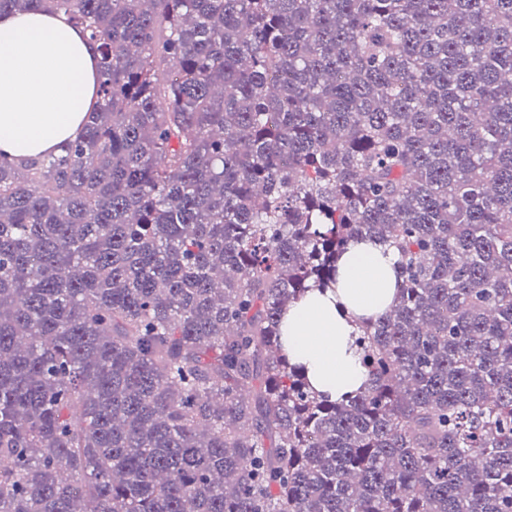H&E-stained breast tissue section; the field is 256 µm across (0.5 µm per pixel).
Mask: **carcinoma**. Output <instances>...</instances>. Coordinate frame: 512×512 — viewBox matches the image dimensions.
<instances>
[{"label":"carcinoma","mask_w":512,"mask_h":512,"mask_svg":"<svg viewBox=\"0 0 512 512\" xmlns=\"http://www.w3.org/2000/svg\"><path fill=\"white\" fill-rule=\"evenodd\" d=\"M96 47L0 162V512H512V0H0ZM397 256L332 401L282 350Z\"/></svg>","instance_id":"1"}]
</instances>
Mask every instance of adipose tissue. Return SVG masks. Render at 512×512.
<instances>
[{
    "mask_svg": "<svg viewBox=\"0 0 512 512\" xmlns=\"http://www.w3.org/2000/svg\"><path fill=\"white\" fill-rule=\"evenodd\" d=\"M95 91V51L77 30L41 12L0 15L1 152L38 156L76 139ZM397 279L394 254L361 242L342 255L335 291H311L289 308L284 347L315 391L337 399L365 389L355 325L393 304Z\"/></svg>",
    "mask_w": 512,
    "mask_h": 512,
    "instance_id": "obj_1",
    "label": "adipose tissue"
}]
</instances>
